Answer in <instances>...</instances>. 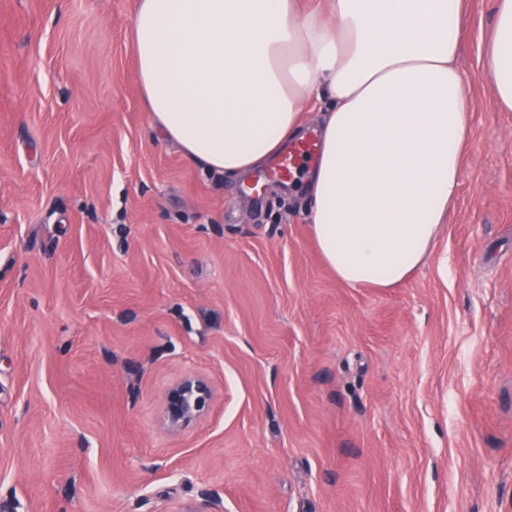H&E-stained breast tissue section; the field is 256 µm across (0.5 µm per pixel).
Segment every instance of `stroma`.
<instances>
[{
    "label": "stroma",
    "mask_w": 512,
    "mask_h": 512,
    "mask_svg": "<svg viewBox=\"0 0 512 512\" xmlns=\"http://www.w3.org/2000/svg\"><path fill=\"white\" fill-rule=\"evenodd\" d=\"M137 0H0V512H512V112L473 110L430 259L350 287L303 177L232 180L145 112ZM208 412L161 422L182 376ZM212 396V386L207 377L199 374L184 376L163 399L164 426L172 432L184 429L208 411Z\"/></svg>",
    "instance_id": "35a3bbf8"
}]
</instances>
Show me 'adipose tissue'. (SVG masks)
Listing matches in <instances>:
<instances>
[{"label":"adipose tissue","instance_id":"obj_1","mask_svg":"<svg viewBox=\"0 0 512 512\" xmlns=\"http://www.w3.org/2000/svg\"><path fill=\"white\" fill-rule=\"evenodd\" d=\"M138 0L133 48L154 128L240 178L304 136L321 105L310 231L337 278L395 287L456 199L472 110L462 0ZM486 74L512 112V0H495Z\"/></svg>","mask_w":512,"mask_h":512}]
</instances>
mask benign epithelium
Here are the masks:
<instances>
[{
    "label": "benign epithelium",
    "instance_id": "1",
    "mask_svg": "<svg viewBox=\"0 0 512 512\" xmlns=\"http://www.w3.org/2000/svg\"><path fill=\"white\" fill-rule=\"evenodd\" d=\"M213 392L209 379L189 374L166 393L162 403L164 426L177 432L201 418L209 409Z\"/></svg>",
    "mask_w": 512,
    "mask_h": 512
}]
</instances>
